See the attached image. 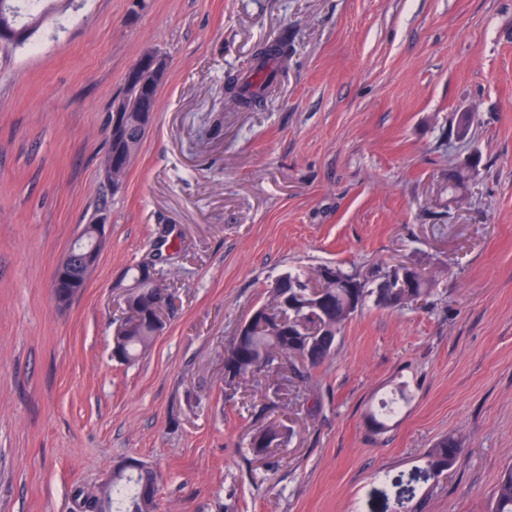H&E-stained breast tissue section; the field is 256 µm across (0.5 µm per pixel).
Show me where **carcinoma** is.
Here are the masks:
<instances>
[{"instance_id":"carcinoma-1","label":"carcinoma","mask_w":512,"mask_h":512,"mask_svg":"<svg viewBox=\"0 0 512 512\" xmlns=\"http://www.w3.org/2000/svg\"><path fill=\"white\" fill-rule=\"evenodd\" d=\"M25 2L29 11L28 30L23 41L37 28L35 9L42 0H0V18L18 23L21 14L19 2ZM288 60V42L276 41L263 46L257 53V74L260 81L250 82L237 74L224 76V89L241 105L256 106L264 101L275 81L281 64ZM400 269L383 274L377 288L356 273L335 265H322L309 274L295 269L282 275L270 289L269 301L251 312V327L236 338L224 353V379L232 384L239 378L253 377L265 383L266 393L277 396L283 386L281 368L286 366L294 378L304 382L310 370L320 367L334 349H320L306 354L305 344L320 334L335 337L344 324L375 297L384 307H405L426 300L432 292L435 275L419 270L413 275V288L408 293L397 288ZM133 279L140 281L141 296L128 305L121 322L122 331L117 345L122 362L130 364L150 352L159 332L157 308L153 296L161 290L155 276H140V267L133 268ZM321 289L324 305L316 308L304 297L310 282ZM461 440L448 435L428 449L425 468L433 475L448 473L460 457ZM157 474L151 468L139 473L123 475L106 489L87 492L81 487L72 491V501L83 512L79 500L85 499L90 512H158ZM492 512H512V467L507 468L492 493Z\"/></svg>"}]
</instances>
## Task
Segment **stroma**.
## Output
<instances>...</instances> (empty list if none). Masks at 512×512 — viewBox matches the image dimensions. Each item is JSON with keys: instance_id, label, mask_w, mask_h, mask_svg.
<instances>
[{"instance_id": "obj_1", "label": "stroma", "mask_w": 512, "mask_h": 512, "mask_svg": "<svg viewBox=\"0 0 512 512\" xmlns=\"http://www.w3.org/2000/svg\"><path fill=\"white\" fill-rule=\"evenodd\" d=\"M283 33L263 105L231 102L225 73ZM149 50L167 79L111 194L112 102ZM100 205L107 244L58 306L55 268ZM156 252L165 327L126 365L127 270ZM410 259L437 273L427 303H367L275 404L225 384L278 277ZM271 421L290 438L255 455ZM448 434L458 465L418 479ZM127 459L157 472L159 512H491L512 466V0H71L0 45V512H71Z\"/></svg>"}]
</instances>
